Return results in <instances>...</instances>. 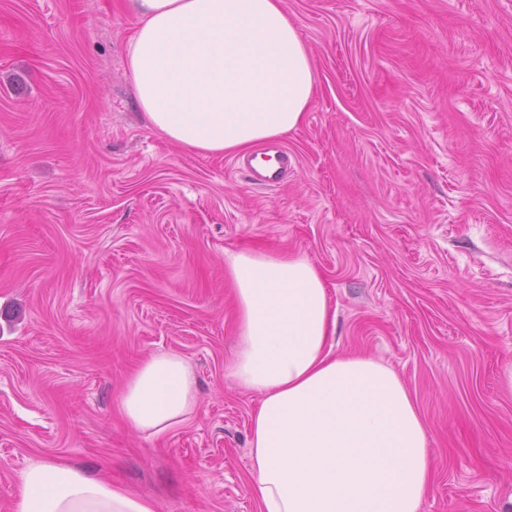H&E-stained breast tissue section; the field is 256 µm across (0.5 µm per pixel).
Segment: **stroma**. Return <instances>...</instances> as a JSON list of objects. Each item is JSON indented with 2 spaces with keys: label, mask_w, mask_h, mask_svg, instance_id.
<instances>
[{
  "label": "stroma",
  "mask_w": 512,
  "mask_h": 512,
  "mask_svg": "<svg viewBox=\"0 0 512 512\" xmlns=\"http://www.w3.org/2000/svg\"><path fill=\"white\" fill-rule=\"evenodd\" d=\"M283 6L316 85L266 189L148 126L125 0H0V512L58 459L157 512H258L228 250L306 258L337 355L401 377L433 457L421 512H512V0ZM165 351L197 406L135 432L120 393Z\"/></svg>",
  "instance_id": "stroma-1"
}]
</instances>
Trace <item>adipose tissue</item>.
Segmentation results:
<instances>
[{"instance_id":"1","label":"adipose tissue","mask_w":512,"mask_h":512,"mask_svg":"<svg viewBox=\"0 0 512 512\" xmlns=\"http://www.w3.org/2000/svg\"><path fill=\"white\" fill-rule=\"evenodd\" d=\"M139 24L128 70L149 126L188 150L237 154L297 130L316 76L282 0H127ZM240 312L230 366L261 400L251 420L259 512H420L431 488L429 437L399 375L339 357L323 279L304 257L228 252ZM197 404L179 353L148 357L120 407L161 435ZM12 512H156L154 502L63 460L24 470Z\"/></svg>"}]
</instances>
